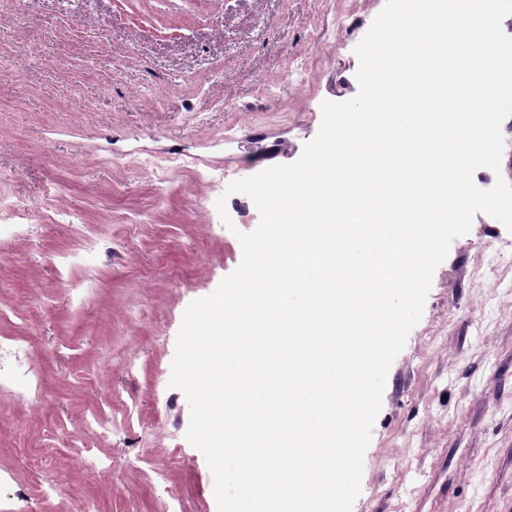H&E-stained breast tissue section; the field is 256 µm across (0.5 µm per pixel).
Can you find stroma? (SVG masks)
Returning <instances> with one entry per match:
<instances>
[{
    "instance_id": "obj_1",
    "label": "stroma",
    "mask_w": 512,
    "mask_h": 512,
    "mask_svg": "<svg viewBox=\"0 0 512 512\" xmlns=\"http://www.w3.org/2000/svg\"><path fill=\"white\" fill-rule=\"evenodd\" d=\"M385 4L0 0V335L25 337L45 380L0 396L16 512H217L169 379L185 309L260 223L218 184L300 157L322 102L357 94ZM105 407L103 479L82 446ZM352 512H512V232L488 214L389 369Z\"/></svg>"
}]
</instances>
